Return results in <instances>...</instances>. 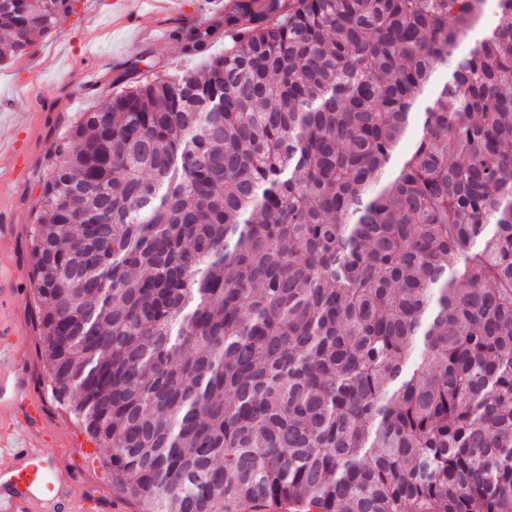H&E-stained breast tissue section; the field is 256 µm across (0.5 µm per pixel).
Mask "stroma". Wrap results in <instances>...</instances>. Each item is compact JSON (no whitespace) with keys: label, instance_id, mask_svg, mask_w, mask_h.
<instances>
[{"label":"stroma","instance_id":"1","mask_svg":"<svg viewBox=\"0 0 512 512\" xmlns=\"http://www.w3.org/2000/svg\"><path fill=\"white\" fill-rule=\"evenodd\" d=\"M235 0H78L75 14L50 35L36 39L25 54L0 66V150L21 142L24 170L0 164V274L14 290L0 297V323L10 327L18 352L9 365L45 413L39 433L45 447L68 466L74 512H142L120 493L85 431L51 397L44 359L37 347L36 300L31 287L27 232L40 193L47 156L86 112L122 88L130 63L144 59L155 72L179 73L203 67L229 44L224 13ZM214 27L208 51L186 55L175 29Z\"/></svg>","mask_w":512,"mask_h":512}]
</instances>
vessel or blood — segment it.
I'll use <instances>...</instances> for the list:
<instances>
[{
    "label": "vessel or blood",
    "instance_id": "obj_1",
    "mask_svg": "<svg viewBox=\"0 0 512 512\" xmlns=\"http://www.w3.org/2000/svg\"><path fill=\"white\" fill-rule=\"evenodd\" d=\"M4 400L24 422L11 435L0 434V512H69L61 459L31 435L42 404L20 380L0 374V402Z\"/></svg>",
    "mask_w": 512,
    "mask_h": 512
}]
</instances>
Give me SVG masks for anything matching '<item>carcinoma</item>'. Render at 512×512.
<instances>
[{
    "instance_id": "obj_1",
    "label": "carcinoma",
    "mask_w": 512,
    "mask_h": 512,
    "mask_svg": "<svg viewBox=\"0 0 512 512\" xmlns=\"http://www.w3.org/2000/svg\"><path fill=\"white\" fill-rule=\"evenodd\" d=\"M75 2L0 0V65ZM486 7L236 0L205 71L54 147L38 347L144 512H512V24Z\"/></svg>"
}]
</instances>
